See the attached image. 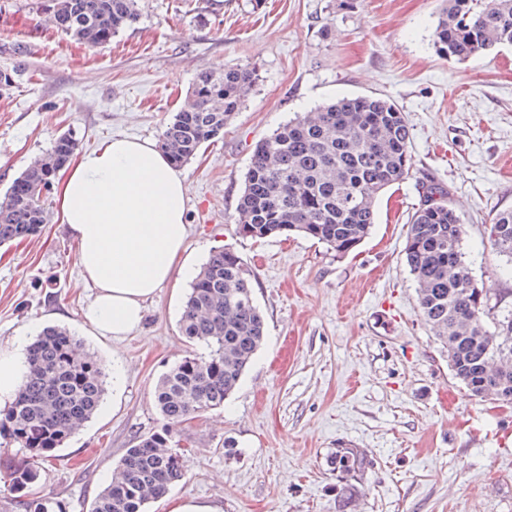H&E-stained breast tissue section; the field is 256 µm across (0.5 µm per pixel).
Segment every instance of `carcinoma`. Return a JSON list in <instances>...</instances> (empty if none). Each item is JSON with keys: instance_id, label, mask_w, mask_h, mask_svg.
<instances>
[{"instance_id": "1", "label": "carcinoma", "mask_w": 512, "mask_h": 512, "mask_svg": "<svg viewBox=\"0 0 512 512\" xmlns=\"http://www.w3.org/2000/svg\"><path fill=\"white\" fill-rule=\"evenodd\" d=\"M140 0H50L46 23L96 47L137 23ZM512 45V0H444L434 31L437 53L459 60ZM257 80L230 66L197 76L183 106L168 120L159 146L176 166L224 133ZM411 133L394 102L373 95L339 98L305 112L252 150L235 213L237 232L262 240L295 232L344 256L370 234L380 194L407 178ZM78 143L60 135L0 197V245L26 239L46 223L41 191L70 162ZM406 263L417 286L421 317L448 351L453 376L475 397L512 404V309L487 318L491 292L477 286L462 248L464 224L442 184L419 183ZM488 236L512 260V209L491 218ZM180 331L206 347L158 380L154 401L168 428L127 449L90 512H146L184 477V461L169 430L224 405L266 337L253 295V273L230 248L211 252L186 297ZM109 373L92 351H81L68 329L43 328L28 346L25 373L13 400L0 409V439L25 454L0 452V475L15 512H52L41 494L39 462L62 447L96 412ZM365 460L343 448L336 469L356 473Z\"/></svg>"}]
</instances>
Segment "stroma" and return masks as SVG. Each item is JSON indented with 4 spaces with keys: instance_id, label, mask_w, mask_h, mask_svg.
I'll return each mask as SVG.
<instances>
[{
    "instance_id": "1",
    "label": "stroma",
    "mask_w": 512,
    "mask_h": 512,
    "mask_svg": "<svg viewBox=\"0 0 512 512\" xmlns=\"http://www.w3.org/2000/svg\"><path fill=\"white\" fill-rule=\"evenodd\" d=\"M45 0H0V193L56 138L79 150L116 136L158 140L203 71L237 65L258 80L223 135L181 168L188 185L184 256L202 268L234 248L254 273L267 336L223 407L172 436L186 474L148 512L196 497L220 512H512V407L472 396L418 310L406 265L418 184L447 187L478 286L512 306L506 257L486 226L512 208V45L457 60L434 46L440 0H141L138 22L89 47L45 27ZM360 94L402 108L407 179L379 197L371 235L336 256L298 235L239 236L237 199L253 146L296 113ZM0 246V349L25 356L43 327L71 330L123 368L97 414L45 462L43 492L60 512H89L127 448L161 431L158 379L195 352L180 332L191 286L173 280L124 339L85 324L93 295L78 245L54 219ZM232 449H225V442ZM360 449L364 470L334 461Z\"/></svg>"
}]
</instances>
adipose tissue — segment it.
<instances>
[{"label":"adipose tissue","instance_id":"1","mask_svg":"<svg viewBox=\"0 0 512 512\" xmlns=\"http://www.w3.org/2000/svg\"><path fill=\"white\" fill-rule=\"evenodd\" d=\"M56 200L94 290L83 317L100 335L127 336L158 288L194 277L192 266L176 264L188 236L187 184L152 140L115 137L83 152Z\"/></svg>","mask_w":512,"mask_h":512}]
</instances>
